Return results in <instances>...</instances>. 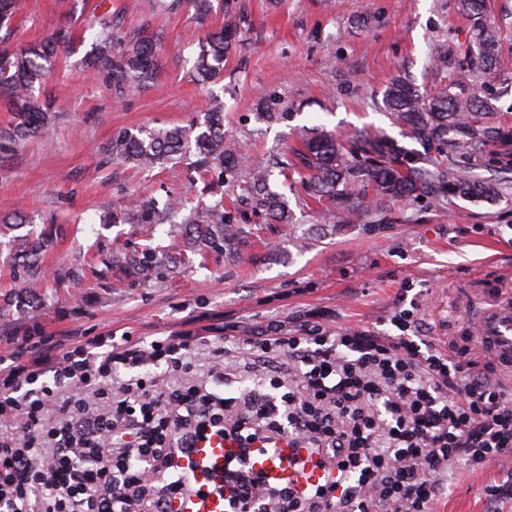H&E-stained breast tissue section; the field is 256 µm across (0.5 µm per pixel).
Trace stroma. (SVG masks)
Wrapping results in <instances>:
<instances>
[{
  "label": "stroma",
  "mask_w": 512,
  "mask_h": 512,
  "mask_svg": "<svg viewBox=\"0 0 512 512\" xmlns=\"http://www.w3.org/2000/svg\"><path fill=\"white\" fill-rule=\"evenodd\" d=\"M237 8L239 42L222 78L203 88L189 77L190 38L219 27L221 17L199 24L185 6L150 18L141 0H27L18 40H39L67 24L80 37L86 22L112 10L123 30L144 31L161 49L154 79L121 99L106 73L84 66L83 51L62 56L45 86L56 98L50 137L0 149V218L20 212L52 230L40 304L30 312L15 302L24 285L14 261L17 233L0 225V355L22 336L54 345L73 336L133 343L203 336L221 346L272 323L389 333L407 298L437 345L495 371L490 357L469 349L465 325L483 288L512 281L510 196L392 203L345 224L286 169L271 185L286 197L292 224L265 230L237 263L211 256L205 266L184 267L172 251L168 277L140 286L106 271L112 250L169 242L164 224L150 231L104 223L112 209L137 195L208 204L214 197L206 187L218 180L185 163L142 171L112 160L114 135L189 124L217 96L225 132L250 145L243 166L250 172L285 155L302 126L321 125L341 138L363 128L400 138L383 103L395 76L423 93L450 74L469 89L483 81L470 61L458 0H237ZM487 8L500 30L494 106L512 123V0H487ZM264 100L287 119L263 120L256 105ZM435 510L512 512V472L495 463L477 472L450 467Z\"/></svg>",
  "instance_id": "obj_1"
}]
</instances>
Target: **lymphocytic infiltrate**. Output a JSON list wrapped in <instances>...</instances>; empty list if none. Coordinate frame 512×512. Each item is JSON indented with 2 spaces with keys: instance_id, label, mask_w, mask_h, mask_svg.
<instances>
[{
  "instance_id": "f902f5d3",
  "label": "lymphocytic infiltrate",
  "mask_w": 512,
  "mask_h": 512,
  "mask_svg": "<svg viewBox=\"0 0 512 512\" xmlns=\"http://www.w3.org/2000/svg\"><path fill=\"white\" fill-rule=\"evenodd\" d=\"M368 336L275 327L242 370L188 338L101 336L51 355L26 336L0 356V512H177L181 462L208 432L239 443L213 491L225 512H434L449 466L512 464V387L447 354L413 310ZM309 448L326 481L300 491L249 463L257 441Z\"/></svg>"
}]
</instances>
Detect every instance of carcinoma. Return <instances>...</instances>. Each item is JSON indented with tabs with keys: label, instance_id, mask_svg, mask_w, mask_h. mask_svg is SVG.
Returning a JSON list of instances; mask_svg holds the SVG:
<instances>
[{
	"label": "carcinoma",
	"instance_id": "cac0c4a2",
	"mask_svg": "<svg viewBox=\"0 0 512 512\" xmlns=\"http://www.w3.org/2000/svg\"><path fill=\"white\" fill-rule=\"evenodd\" d=\"M189 4L197 20H206L216 8L224 14V25L208 31L195 43L192 75L201 84L220 78V65L235 47L240 17L235 0H144L152 15L177 11ZM468 21V53L473 64L491 76L495 71L498 31L487 13L484 0H459ZM22 9L21 0H0V29L9 26ZM91 28L96 30L85 62L112 76V84L122 97L141 87L159 68L155 43L136 33L122 30L117 14L107 12ZM11 32L0 36V96L13 112L12 121L0 126V145L17 147L31 137L49 135L52 126L50 104L34 95L35 84L51 73L62 49L70 47L71 34L65 27L44 40L12 47ZM492 94L466 90L454 81L439 84L421 94L402 77L395 78L384 94V106L406 137L419 145L409 149L386 135L360 131L341 142L322 128H311L301 135V148L291 151V165L301 178L307 195L331 203L343 221L358 218L370 203L377 210L383 203L428 197L468 201L495 200L512 189L505 181L494 183L475 172L479 157L496 148L501 155L512 147V125L495 117ZM195 148V166L204 172L219 171L227 191L233 193L238 170L244 162V145L224 134V104L216 102L203 120L189 126L174 125L162 130H142L118 135L108 152L112 159L151 169L163 160H177ZM271 171L256 170L244 181L242 191L253 212L269 224H286L290 219L284 197L270 185ZM374 198H369V194ZM175 209L168 200L136 198L128 206L112 210L114 224H169ZM262 227L238 223L224 203L197 205L188 210L178 228V255L187 265L193 257L216 253L227 262L239 260L251 239ZM47 233L32 235L23 242L15 264L26 276L25 301L35 304L34 288L42 274L41 253ZM161 246L145 245L131 252L112 253L105 266L119 270L131 282L146 283L163 279L170 272L160 255Z\"/></svg>",
	"mask_w": 512,
	"mask_h": 512
}]
</instances>
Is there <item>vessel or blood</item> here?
Listing matches in <instances>:
<instances>
[{"mask_svg":"<svg viewBox=\"0 0 512 512\" xmlns=\"http://www.w3.org/2000/svg\"><path fill=\"white\" fill-rule=\"evenodd\" d=\"M467 334L474 350L490 354L502 371L512 370V297L504 295L502 289H494L491 303L469 325ZM279 446L277 453L255 454V470L301 489L325 481L324 468L312 460L308 449L294 447L285 440L280 441ZM235 447L232 438L221 435L201 439L192 455L197 463L192 473L193 479L204 483L219 474L225 455L234 451Z\"/></svg>","mask_w":512,"mask_h":512,"instance_id":"obj_1","label":"vessel or blood"}]
</instances>
